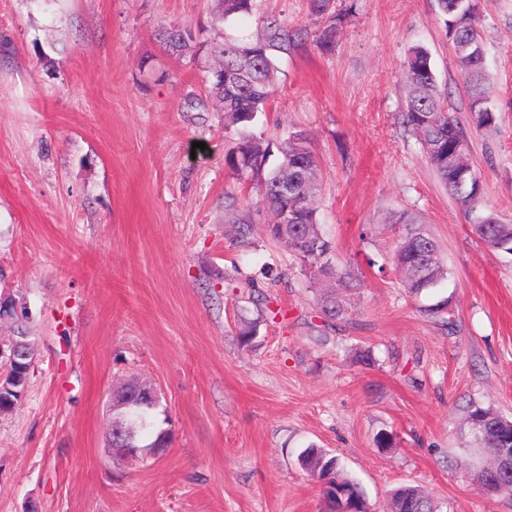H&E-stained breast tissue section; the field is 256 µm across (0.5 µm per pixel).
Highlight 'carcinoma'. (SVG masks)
<instances>
[{"label":"carcinoma","mask_w":512,"mask_h":512,"mask_svg":"<svg viewBox=\"0 0 512 512\" xmlns=\"http://www.w3.org/2000/svg\"><path fill=\"white\" fill-rule=\"evenodd\" d=\"M218 2L212 16L215 28L248 17L255 8V0ZM436 2L457 66L468 85L471 123L477 129L489 127L496 122V111L489 104L485 86V46L477 27L479 0ZM308 6L312 15L325 20L314 35V43L321 51L329 52L347 12L336 8L335 0H308ZM302 34L303 30H290L277 18L264 21L261 34L249 41L201 42L190 25L160 31L164 44L179 57H196L209 51L222 58L221 66L209 72L208 92L222 104L224 129L238 134L235 146L224 155L225 165L237 174L251 172L259 176L273 151H278L280 162L261 179L262 202L274 216L271 235L288 241L311 277L347 287L354 278L353 268L337 267L327 259L333 247L320 230L316 205L319 172L309 135L294 131L275 143L253 131L258 115L273 100L278 56L290 53ZM402 74L408 88L405 123L421 144L427 163L469 219L472 233L490 249L512 252V224H503L483 212V186L471 163L450 159L457 143L468 140V130L448 109V93L437 80L428 49L413 47L402 63ZM397 222L402 224L403 234L393 265L401 274L407 293L418 298L433 290L448 271L440 260L438 243L430 234L403 216ZM320 305L333 319L345 314V308L332 293L323 294ZM420 312L454 329L452 297H439ZM464 411L467 424L477 422L481 426L480 431L470 432L472 447L497 463L492 471L468 464L464 468L476 483L484 487L499 485L503 493L512 495V421L473 400L467 402ZM158 413L147 405L113 411L112 430L118 434L119 444H124L130 433L142 438L154 426ZM299 461L318 481L366 501L362 485L343 474L337 456L311 446L299 454ZM392 512H434V505L421 489L405 486L393 493Z\"/></svg>","instance_id":"obj_1"}]
</instances>
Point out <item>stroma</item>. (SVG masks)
Wrapping results in <instances>:
<instances>
[{
    "label": "stroma",
    "mask_w": 512,
    "mask_h": 512,
    "mask_svg": "<svg viewBox=\"0 0 512 512\" xmlns=\"http://www.w3.org/2000/svg\"><path fill=\"white\" fill-rule=\"evenodd\" d=\"M337 2L335 47L307 39L279 60L257 126L312 139L321 230L357 274L331 320L320 282L271 238L256 178L224 163L236 135L206 88L217 60L170 55L158 35L251 38L269 15L312 31L308 0H256L221 31L214 0H0V296L23 307L35 349L23 400L0 415V512H328L298 463L311 445L340 458L371 512L403 485L438 512H512L459 466L486 461L464 400L512 419V253L473 235L404 130L400 65L427 47L465 124L469 89L436 0ZM478 28L497 120L471 130L469 158L485 210L512 224V0H487ZM403 214L440 245L455 329L420 312L391 264ZM245 318L259 325L243 348ZM365 348L374 365L357 362ZM132 377L161 392L171 442L118 457L109 398Z\"/></svg>",
    "instance_id": "35a3bbf8"
}]
</instances>
